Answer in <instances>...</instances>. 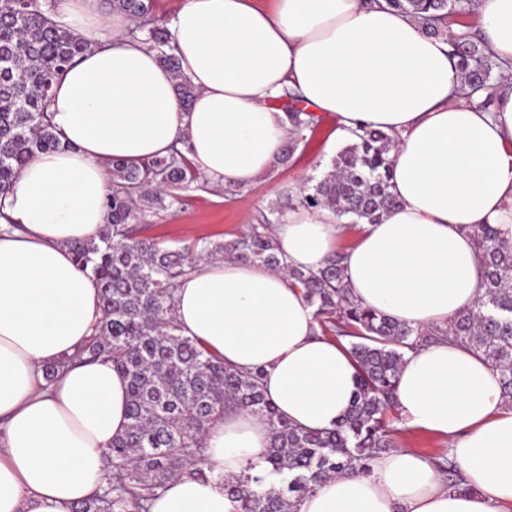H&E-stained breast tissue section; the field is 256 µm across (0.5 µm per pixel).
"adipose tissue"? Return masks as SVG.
<instances>
[{
    "label": "adipose tissue",
    "instance_id": "adipose-tissue-1",
    "mask_svg": "<svg viewBox=\"0 0 512 512\" xmlns=\"http://www.w3.org/2000/svg\"><path fill=\"white\" fill-rule=\"evenodd\" d=\"M476 4L475 31L502 70L489 112L466 98L446 38L385 0H185L171 32L196 90L188 109L155 53L128 37L126 16L105 15L100 0H60L55 22L92 47L53 88L60 147L35 156L0 203L22 226L0 234V512H71L101 484L128 424L127 381L111 360L43 379L103 316L100 288L70 246L106 222L112 160L178 147L212 186L247 189L290 137L272 101L294 90L310 111L336 116L341 140L359 127L396 139L398 204L364 225L342 260L354 299L419 328L473 307L485 279L477 226L512 243V0ZM345 230L331 210L295 204L273 237L290 268L315 272ZM174 316L226 364L262 371L266 398L297 427L334 428L357 394L347 343L321 335L285 273L201 262L180 280ZM395 406L406 426L447 439L461 485L394 448L370 474L327 479L297 512H512V406L481 355L445 341L406 352ZM270 440L262 418L228 413L204 437L212 479L178 478L149 512H241L220 478L262 465Z\"/></svg>",
    "mask_w": 512,
    "mask_h": 512
}]
</instances>
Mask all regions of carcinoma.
Segmentation results:
<instances>
[{
	"instance_id": "cac0c4a2",
	"label": "carcinoma",
	"mask_w": 512,
	"mask_h": 512,
	"mask_svg": "<svg viewBox=\"0 0 512 512\" xmlns=\"http://www.w3.org/2000/svg\"><path fill=\"white\" fill-rule=\"evenodd\" d=\"M58 0H0V194H7L26 164L60 145L49 112L53 85L91 48L56 24ZM109 10L129 17L132 39L157 53L177 81L184 106L195 88L181 74L166 25L155 17L153 0H104ZM417 20L427 33L443 36L448 19L471 12L472 0H385ZM450 59L476 105L494 101L491 83L497 60L464 30L449 39ZM285 112L291 137L280 162L288 161L305 132L317 125L299 96L285 91L275 99ZM395 138L361 128L339 149L328 170L301 192L300 203L329 209L354 224H376L396 205L391 192L390 151ZM112 187L105 200L106 223L98 240L71 245L77 266L99 284L103 317L94 334L72 357L43 369L53 382L71 362L106 356L128 381L129 424L112 441L105 484L72 512H149V504L183 476L205 480L201 467L204 435L230 410L265 419L271 443L263 473L224 478L225 492L241 512H294L297 501L344 470L366 472L371 462L394 447L386 415L395 410L394 394L405 351L445 341L480 353L499 370L505 401L512 403V245L488 225L475 232L486 265L483 290L474 307L446 327L415 328L355 303L344 285L339 260L315 273L288 268L277 251L272 224L264 217L222 242L163 248L134 236V224L165 207L170 188L202 178L185 154L128 164H111ZM262 263L284 272L303 287L315 308L321 331L350 338L348 352L358 367V393L345 418L333 429L304 430L281 416L265 398L261 374H243L179 333L174 317L179 279L197 270L201 259Z\"/></svg>"
}]
</instances>
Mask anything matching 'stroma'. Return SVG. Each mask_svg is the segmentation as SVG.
Returning <instances> with one entry per match:
<instances>
[{"mask_svg":"<svg viewBox=\"0 0 512 512\" xmlns=\"http://www.w3.org/2000/svg\"><path fill=\"white\" fill-rule=\"evenodd\" d=\"M318 119L307 142L300 144L290 160L270 177L256 181L234 196L202 180L174 190L166 208L141 222V236L175 249L202 238L212 242L232 238L245 232L248 225L263 215L276 219L287 210L288 196L296 195L308 179L320 177L342 146L336 135V117L322 113ZM393 427L399 447L432 459L448 452L447 441L431 432L405 426L398 418L394 419Z\"/></svg>","mask_w":512,"mask_h":512,"instance_id":"obj_1","label":"stroma"}]
</instances>
